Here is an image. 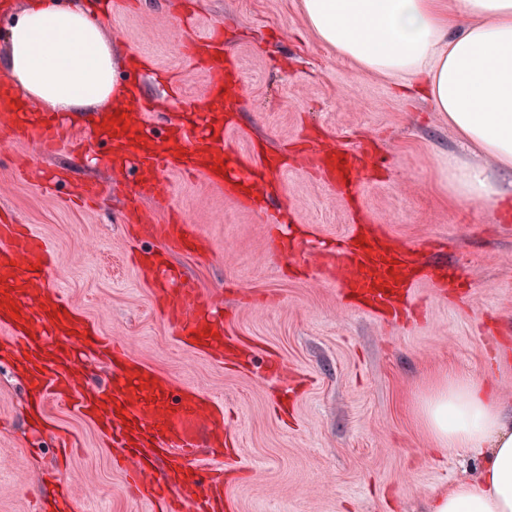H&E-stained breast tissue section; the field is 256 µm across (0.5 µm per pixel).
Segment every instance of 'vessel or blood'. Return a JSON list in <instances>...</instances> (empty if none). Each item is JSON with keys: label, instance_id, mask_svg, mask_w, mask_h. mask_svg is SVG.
<instances>
[{"label": "vessel or blood", "instance_id": "vessel-or-blood-1", "mask_svg": "<svg viewBox=\"0 0 512 512\" xmlns=\"http://www.w3.org/2000/svg\"><path fill=\"white\" fill-rule=\"evenodd\" d=\"M188 55L190 60L202 61L208 73V95L202 109L212 111L223 104L228 85L238 81V69L225 61L224 44L216 34L197 42ZM143 94L142 81H133L128 107L111 113V128L106 134V155L111 163H133L143 172L138 183L139 199L155 197L165 175L173 172L199 174L221 190L244 181L251 192L261 193V184L252 177L253 169L258 165L274 168L272 156L228 154L224 149L226 128L202 129L194 120L164 138H153L152 125L134 110ZM0 135L37 142L49 154L74 145L56 117L26 123L11 97L0 96ZM370 162L366 155L330 150L314 158L312 164L324 182L344 192L352 190ZM129 215L146 225L149 237L165 246L164 251L148 250L137 259L138 267L155 283L156 305L185 346L223 360L222 321L193 290L176 287L177 275L164 255L168 249L202 254L207 244L196 234L194 225L184 219L151 224L134 207ZM315 261L336 281L353 288L364 305L395 317L401 296L410 288L405 271L416 259L402 242L386 245L375 239L360 241L349 251L336 249L320 254ZM52 264L53 258L39 235L0 218V343L13 347L28 364L35 411L47 416L50 403L56 401L90 420L105 437H120L126 459L135 466L142 496L161 503V512H195L199 497H222L223 470L196 468L192 484L184 487L167 477L156 480L150 473L145 448L150 445L159 454L198 458L203 434L218 437L224 432L223 404L173 387L128 352L115 349L93 321L56 293L47 278ZM77 345H94L107 351L112 384L104 393L76 391L73 348Z\"/></svg>", "mask_w": 512, "mask_h": 512}]
</instances>
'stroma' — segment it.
I'll return each mask as SVG.
<instances>
[{"label":"stroma","mask_w":512,"mask_h":512,"mask_svg":"<svg viewBox=\"0 0 512 512\" xmlns=\"http://www.w3.org/2000/svg\"><path fill=\"white\" fill-rule=\"evenodd\" d=\"M298 3L131 0L103 17L113 59L139 57L159 78L146 86L158 102L156 134L203 101L207 73L187 61L186 46L217 27L240 70L225 101L237 114L227 149L284 151L306 135L385 161L348 196L298 166L269 175L279 224L201 176L169 174L161 200L146 203L155 223L177 212L206 239L207 255L175 252L171 261L184 287L212 298L214 315L252 347L248 362L222 368L189 353L156 311L131 261L132 248L154 243L134 239L121 214L137 178L108 168L103 142L50 155L0 137V207L48 241L59 293L102 335L175 385L223 402L224 431L236 444L212 448L206 461L234 471L226 512H429L435 493L477 475L480 462L435 444L415 419L416 396L439 374L467 372L512 411V220L485 204L445 201L438 161L456 150L447 121L421 96H403L390 79L360 73L320 43ZM18 159L99 178L109 192L94 206L72 204L64 188L21 179ZM360 225L424 251L459 287L422 283L413 314L386 321L352 306L318 266H297L271 244L295 234L320 251ZM52 416L82 440L62 466L51 433L29 423L24 380L0 356V452L8 457L0 512H31L58 484L76 493L71 512H153L114 469L91 422L59 408Z\"/></svg>","instance_id":"1"}]
</instances>
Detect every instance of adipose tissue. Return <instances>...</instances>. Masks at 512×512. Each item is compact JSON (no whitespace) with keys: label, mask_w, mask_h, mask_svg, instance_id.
<instances>
[{"label":"adipose tissue","mask_w":512,"mask_h":512,"mask_svg":"<svg viewBox=\"0 0 512 512\" xmlns=\"http://www.w3.org/2000/svg\"><path fill=\"white\" fill-rule=\"evenodd\" d=\"M308 30L364 74L418 86L454 131L438 163L452 203L512 208V0H300ZM4 88L38 112L109 113L125 97L92 5L27 0L12 22ZM477 151L492 167L464 162ZM436 445L475 456V477L432 499L431 512H512V416L474 375L435 378L415 405Z\"/></svg>","instance_id":"1"}]
</instances>
